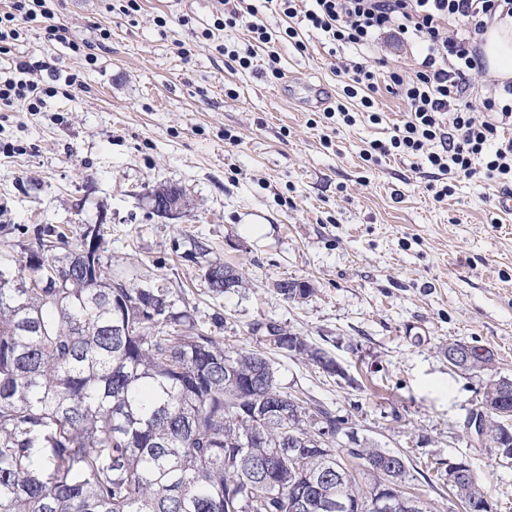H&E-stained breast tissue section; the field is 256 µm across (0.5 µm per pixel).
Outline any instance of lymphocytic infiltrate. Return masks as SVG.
<instances>
[{"label": "lymphocytic infiltrate", "mask_w": 512, "mask_h": 512, "mask_svg": "<svg viewBox=\"0 0 512 512\" xmlns=\"http://www.w3.org/2000/svg\"><path fill=\"white\" fill-rule=\"evenodd\" d=\"M52 0H10L0 11V54H10L21 37L20 22L42 29L47 42L67 45L81 53L102 47L108 30H100L95 41L75 42L66 27L55 23ZM286 18L285 26L271 27L267 11ZM512 15V0H224V16L203 37L218 42L219 52L240 68H251L253 51L227 49L218 41L225 28L247 20L255 42L268 48V70L281 78L273 47L288 40L305 50L302 30L319 32L338 47L362 48L377 45L387 36L399 43H416L421 60L416 68L381 70L376 65L354 60L335 68L343 84L342 99L326 107L325 119L342 118L348 125L356 117L350 104L365 110L371 121H379L375 95L386 87L407 106V115L396 126L389 142H370L365 161L400 155L429 163L444 182L434 197L451 195L457 177L481 176L501 187H512V137L500 130L512 125V81L487 80L478 44L496 17ZM77 75L62 73L54 59L21 60L9 70H0V111L22 108L38 112L58 92L72 94L81 88ZM441 151H434V144Z\"/></svg>", "instance_id": "1"}]
</instances>
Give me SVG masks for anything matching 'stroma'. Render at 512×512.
<instances>
[{
  "instance_id": "35a3bbf8",
  "label": "stroma",
  "mask_w": 512,
  "mask_h": 512,
  "mask_svg": "<svg viewBox=\"0 0 512 512\" xmlns=\"http://www.w3.org/2000/svg\"><path fill=\"white\" fill-rule=\"evenodd\" d=\"M74 39L110 31L96 62L41 29L24 27L12 60L49 53L82 90L39 112H0V263L37 248L41 229L81 246L103 224L102 254L132 284L169 289L198 327L229 347L268 351L279 390L347 418L361 437L406 459L408 493L433 512H462L437 474L467 458L492 512H512V464L467 433L483 377L451 368L449 343L493 351V375L512 378V218L494 216L497 184L458 178L448 200L412 160L362 159L389 141L404 103L379 89L380 123L358 119L328 132L316 87L338 97L332 72L350 49L303 32L305 51L280 42L282 79L267 50L251 69L217 53L202 33L219 0H142L132 16L112 0H55ZM181 186L191 208L179 223L145 197ZM264 234L246 236L244 225ZM210 260L242 269L247 285L217 294L192 241ZM310 282L301 301L278 295L280 279ZM274 321L306 336L347 371L328 375L282 350L255 326Z\"/></svg>"
}]
</instances>
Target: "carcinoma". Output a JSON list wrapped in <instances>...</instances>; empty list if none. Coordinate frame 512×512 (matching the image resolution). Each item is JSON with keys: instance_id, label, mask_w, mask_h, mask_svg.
<instances>
[{"instance_id": "cac0c4a2", "label": "carcinoma", "mask_w": 512, "mask_h": 512, "mask_svg": "<svg viewBox=\"0 0 512 512\" xmlns=\"http://www.w3.org/2000/svg\"><path fill=\"white\" fill-rule=\"evenodd\" d=\"M59 280L64 287H54ZM276 292L294 301L313 288L284 279ZM120 319L131 335H118ZM275 330L283 350L291 343L293 355L330 374L340 369L305 337ZM261 358L199 329L169 289L110 271L98 247L37 266L0 264V512H288L300 487L308 512L369 500V466L387 450L367 439L338 449L347 420L275 383L254 392ZM275 402L295 406L293 440L306 438L315 416L327 432L296 464L276 463L265 484L256 462L286 424L275 415L260 423L253 410ZM480 408L486 440L512 443V394L499 380L486 381ZM330 468L341 481L327 478ZM448 492L466 512L478 504L492 512L470 467ZM392 498L393 512H428L400 489Z\"/></svg>"}]
</instances>
